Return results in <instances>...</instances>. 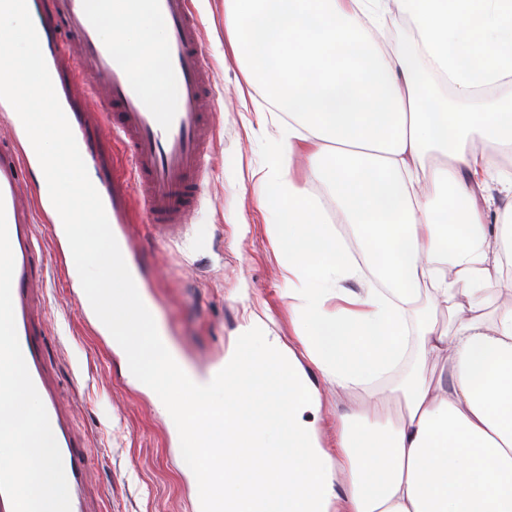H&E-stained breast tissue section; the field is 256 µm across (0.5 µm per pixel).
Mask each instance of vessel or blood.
Here are the masks:
<instances>
[{"label": "vessel or blood", "instance_id": "1", "mask_svg": "<svg viewBox=\"0 0 512 512\" xmlns=\"http://www.w3.org/2000/svg\"><path fill=\"white\" fill-rule=\"evenodd\" d=\"M67 40L50 50L53 62L74 55V72L104 101L106 123L127 152L138 196L153 224L179 240L201 194L212 126L203 110L213 90V71L200 46L198 20L189 0H147L164 24L159 52L164 61L157 91L147 90L128 56L102 32V15L87 0H57ZM38 160L0 156V304L6 312L7 351L22 367L23 385L38 403L37 420L55 436L50 460L68 488L58 512H92L86 457L52 388L34 339V271L41 248L18 205L16 165ZM16 466L0 467V512H27Z\"/></svg>", "mask_w": 512, "mask_h": 512}]
</instances>
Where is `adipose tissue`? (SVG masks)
<instances>
[{
  "label": "adipose tissue",
  "mask_w": 512,
  "mask_h": 512,
  "mask_svg": "<svg viewBox=\"0 0 512 512\" xmlns=\"http://www.w3.org/2000/svg\"><path fill=\"white\" fill-rule=\"evenodd\" d=\"M89 2L104 36L156 89L161 20ZM396 3L415 27V53L382 43L385 0H224V34L247 87L285 116L260 204L288 227L283 268L302 352L249 314L224 352L222 384L202 391L161 326L136 340L139 320L114 307L133 283L101 218L100 181L69 131L56 73L38 62L26 0H0V106L39 157L41 192L60 205L76 281L126 347L128 370L179 423L219 512H512V302L487 305L492 293H512L503 274L512 207L497 212L488 193L495 181L512 194V175L493 172L512 154V97L469 105L512 82V0ZM416 53L427 71L412 67ZM430 75L461 106L437 96ZM310 181L334 197L335 223L322 220ZM101 253L110 267L102 285L87 275ZM423 297L448 310V326L410 324ZM5 330L0 321V440L32 427L20 491L35 512H55L63 487L47 464L49 436L6 358ZM413 348L422 372L391 383ZM303 357L325 390L371 388L337 413L328 449L304 418L320 400Z\"/></svg>",
  "instance_id": "adipose-tissue-1"
}]
</instances>
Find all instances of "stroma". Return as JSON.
<instances>
[{
    "mask_svg": "<svg viewBox=\"0 0 512 512\" xmlns=\"http://www.w3.org/2000/svg\"><path fill=\"white\" fill-rule=\"evenodd\" d=\"M199 36L214 72V102L207 105L215 138L203 192L183 240L167 239L140 208L136 194L123 196V226L142 275L144 293L185 362L195 370L223 362L224 350L246 313L265 317L270 330L299 349L288 319V286L281 250L274 240L275 210L256 199L270 157L276 127L263 123L253 102L236 92L241 67L224 37V0H192ZM71 104L82 124L87 162L103 190L122 173V148L105 124L100 100L85 84L72 83ZM24 216L33 224L47 257L36 275L34 325L57 395L70 413L74 434L88 459L93 512H195L200 491L183 461L184 440L167 429L157 395L131 374L112 337L98 336L81 315L66 272L70 260L53 246L35 202L40 195L33 170L16 174ZM344 398L323 392L314 421L323 447L336 436V405Z\"/></svg>",
    "mask_w": 512,
    "mask_h": 512,
    "instance_id": "1",
    "label": "stroma"
}]
</instances>
